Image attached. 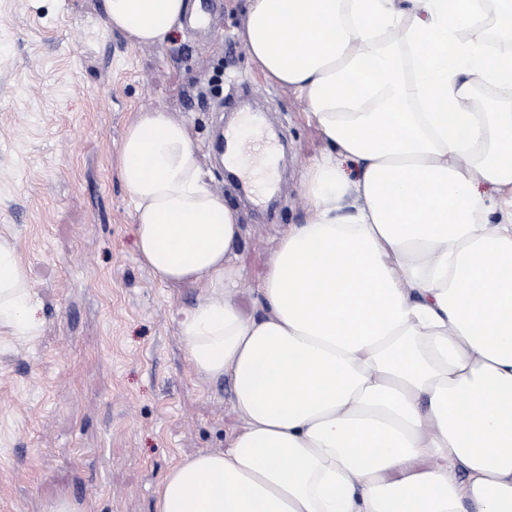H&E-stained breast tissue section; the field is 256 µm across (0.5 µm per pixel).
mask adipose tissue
I'll return each mask as SVG.
<instances>
[{
    "label": "adipose tissue",
    "instance_id": "1",
    "mask_svg": "<svg viewBox=\"0 0 512 512\" xmlns=\"http://www.w3.org/2000/svg\"><path fill=\"white\" fill-rule=\"evenodd\" d=\"M104 10L161 45L188 3ZM242 39L329 149L254 318L224 298L238 216L185 127L147 111L120 143L140 257L160 281L208 282L177 334L198 376L231 381L244 422L169 471L155 512H512V104L475 102L512 95V0H246ZM38 326L0 239V328Z\"/></svg>",
    "mask_w": 512,
    "mask_h": 512
}]
</instances>
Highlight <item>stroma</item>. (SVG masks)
<instances>
[{
    "label": "stroma",
    "instance_id": "stroma-1",
    "mask_svg": "<svg viewBox=\"0 0 512 512\" xmlns=\"http://www.w3.org/2000/svg\"><path fill=\"white\" fill-rule=\"evenodd\" d=\"M216 31L139 45L103 0H0V236L24 264L41 321L0 331V512H154L179 461L228 447L243 422L227 381L193 371L177 335L203 282L168 284L137 252L117 154L139 113L182 122L202 177L240 219L227 298L265 311L258 289L288 226L309 212L303 176L329 145L304 100L268 79L241 39L246 0H217ZM277 147V191L239 190L216 139L243 106Z\"/></svg>",
    "mask_w": 512,
    "mask_h": 512
}]
</instances>
